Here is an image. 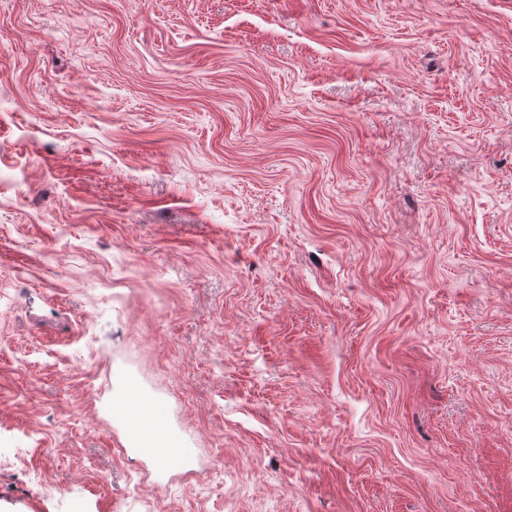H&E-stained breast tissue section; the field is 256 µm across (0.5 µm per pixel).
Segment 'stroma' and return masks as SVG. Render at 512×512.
Returning <instances> with one entry per match:
<instances>
[{
    "label": "stroma",
    "mask_w": 512,
    "mask_h": 512,
    "mask_svg": "<svg viewBox=\"0 0 512 512\" xmlns=\"http://www.w3.org/2000/svg\"><path fill=\"white\" fill-rule=\"evenodd\" d=\"M154 507L512 512V0H0V512Z\"/></svg>",
    "instance_id": "1"
}]
</instances>
